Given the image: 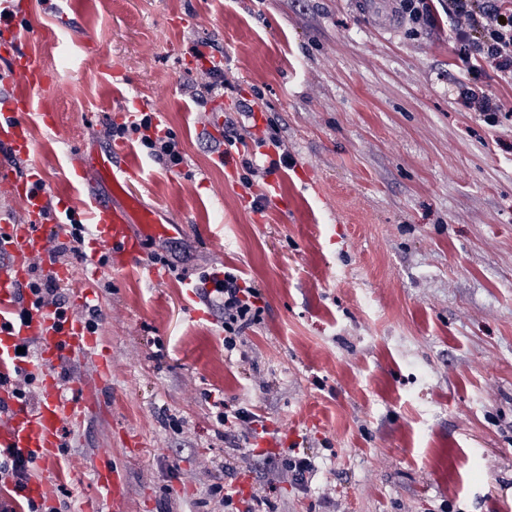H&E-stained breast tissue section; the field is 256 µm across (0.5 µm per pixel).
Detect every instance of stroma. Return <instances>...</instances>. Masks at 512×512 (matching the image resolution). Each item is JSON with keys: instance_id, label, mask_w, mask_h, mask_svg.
<instances>
[{"instance_id": "35a3bbf8", "label": "stroma", "mask_w": 512, "mask_h": 512, "mask_svg": "<svg viewBox=\"0 0 512 512\" xmlns=\"http://www.w3.org/2000/svg\"><path fill=\"white\" fill-rule=\"evenodd\" d=\"M30 2L58 128L29 115L19 173L72 192L70 155L115 148L107 130L131 112L156 113L184 155L168 169L133 142L126 157L141 204L184 227L143 242L175 270L77 282L112 384L100 414L63 431L56 512L94 497L103 448L126 472L127 512H224L213 487L243 475L272 512H512V84L486 80L502 111L464 106L448 0H429L431 27L391 0L385 28L374 0ZM204 43L224 52V116L285 205L267 179L245 189L236 151L207 131L188 66ZM257 95L254 127L240 104ZM269 130L287 164L259 145ZM226 268L263 307L231 352L194 286ZM222 404L298 436L257 448V432L219 422ZM297 455L314 464L303 486L273 468Z\"/></svg>"}]
</instances>
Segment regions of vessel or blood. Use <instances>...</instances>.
<instances>
[{
  "instance_id": "obj_1",
  "label": "vessel or blood",
  "mask_w": 512,
  "mask_h": 512,
  "mask_svg": "<svg viewBox=\"0 0 512 512\" xmlns=\"http://www.w3.org/2000/svg\"><path fill=\"white\" fill-rule=\"evenodd\" d=\"M29 0H0V83L8 88L0 100V149L13 156H26L32 145L27 115L37 114L48 130H56L57 114L41 91L49 83L40 55L29 45L26 23ZM71 163L87 186L101 185L111 194L104 203L95 194L77 199L60 193L53 185L37 182L0 166V183L9 186L24 203L20 224L0 221V373L10 367L26 369L38 379V398L27 403L13 397L8 385L0 384V447L13 449L34 463H55L61 448L63 424H81L102 409L103 391L112 381V369L99 341L82 320L58 318L53 310L33 308L31 300H19L37 261L57 280L68 281L72 271L52 261L50 250L64 227L51 219V209L86 210L91 215L89 232L93 249L86 254L82 277H97L99 255L108 253L115 267L143 262L144 237H171L182 232L179 224L160 223L156 215L139 206L132 181L137 173L129 166H116L110 153L72 155ZM90 358L96 370L92 378L62 383L55 373L63 361ZM96 502L84 503L81 512H126L128 484L124 470L102 449L91 465Z\"/></svg>"
}]
</instances>
